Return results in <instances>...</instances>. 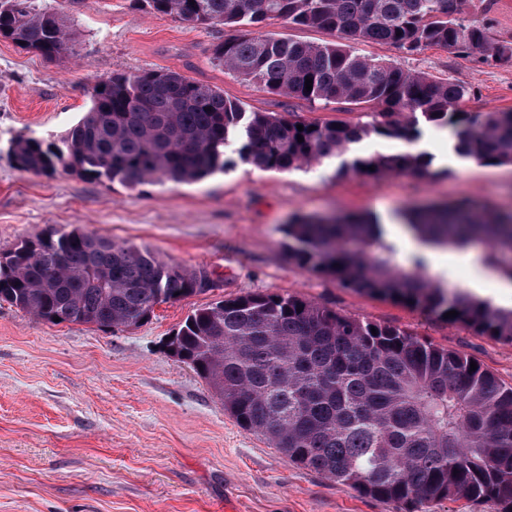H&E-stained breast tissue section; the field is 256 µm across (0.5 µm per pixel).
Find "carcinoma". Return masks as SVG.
<instances>
[{"label": "carcinoma", "instance_id": "carcinoma-1", "mask_svg": "<svg viewBox=\"0 0 512 512\" xmlns=\"http://www.w3.org/2000/svg\"><path fill=\"white\" fill-rule=\"evenodd\" d=\"M142 2L198 26L242 28L213 45V63L273 94L354 105L371 121L247 114L221 90L177 72L115 74L94 83L89 109L66 134L54 141L18 138L12 152L19 169L50 175L61 168L131 189L188 183L224 171V148L237 135L242 162L289 171L340 156L370 134L413 142L421 116L452 127L459 154L512 164V112H464V87L348 50L350 42L374 41L409 52L437 46L512 59V46L492 44L485 27L456 18L465 0ZM272 18L333 32L339 41L249 31ZM0 37L48 59L70 57L76 46L62 12L36 0H0ZM430 165L422 153L403 152L354 157L342 171L425 179ZM403 220L435 249L480 247L474 262L512 283V215L481 212L463 200L414 209ZM285 234L298 266L344 288L439 319L456 311L447 323L512 342V308L466 288L442 287L420 253L398 258L371 214L298 216ZM207 272L79 226L51 228L0 256V302L50 323L57 316L119 329L148 320L161 303L201 293ZM177 336L182 362L224 410L289 463L403 512L443 501L491 502L512 512V386L480 365L470 370L467 355L406 329L276 293L199 307Z\"/></svg>", "mask_w": 512, "mask_h": 512}]
</instances>
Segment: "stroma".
<instances>
[{
    "instance_id": "35a3bbf8",
    "label": "stroma",
    "mask_w": 512,
    "mask_h": 512,
    "mask_svg": "<svg viewBox=\"0 0 512 512\" xmlns=\"http://www.w3.org/2000/svg\"><path fill=\"white\" fill-rule=\"evenodd\" d=\"M39 2L66 15L77 43L73 56L50 60L0 38V253L45 230L79 225L187 267L206 266L218 286L160 304L148 322L130 329L54 325L0 304V512H399L395 503L289 464L238 426L205 381L163 344L191 311L216 299L291 294L409 330L512 385V342L299 267L284 233L297 216L362 212L387 224L386 238L394 242L398 213L414 204L467 198L490 212L512 211V165L460 156L450 128L423 120L413 145L373 136L354 150L427 152L428 179L345 174L338 157L266 171L240 161L232 146L224 172L180 185L128 189L63 171H22L14 141L65 133L88 110L95 81L115 73L174 71L222 90L248 112L367 119L349 105L336 110L269 93L213 64L212 45L233 36V28L150 14L132 0ZM462 18L483 25L491 42L512 45V0H470ZM349 49L465 86V111H512V61L436 46L409 53L353 42ZM428 268L444 287H464L512 308V288L500 287L470 256L440 250Z\"/></svg>"
}]
</instances>
